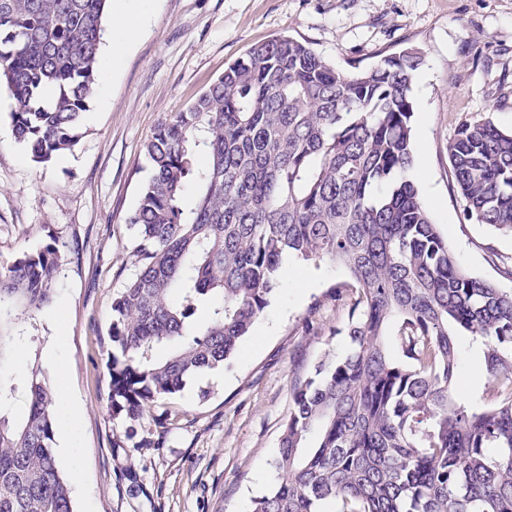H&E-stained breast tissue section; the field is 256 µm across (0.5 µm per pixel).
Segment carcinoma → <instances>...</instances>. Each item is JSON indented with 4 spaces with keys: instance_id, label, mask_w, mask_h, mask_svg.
Instances as JSON below:
<instances>
[{
    "instance_id": "carcinoma-1",
    "label": "carcinoma",
    "mask_w": 512,
    "mask_h": 512,
    "mask_svg": "<svg viewBox=\"0 0 512 512\" xmlns=\"http://www.w3.org/2000/svg\"><path fill=\"white\" fill-rule=\"evenodd\" d=\"M108 0H0V82L15 140L46 163L75 145L98 84ZM414 48L336 69L280 37L247 49L144 145L151 175L127 218L137 267L112 301V418L224 366L270 303L282 262L343 265L350 350L293 387L252 512H512V291L460 265L410 173ZM448 158L467 217L512 234V132L463 122ZM193 205L182 199L186 184ZM67 253L0 268V365L18 309L48 302ZM207 306L202 322L196 314ZM484 346L482 404L453 397L457 336ZM29 408L0 412V512H73L41 367Z\"/></svg>"
}]
</instances>
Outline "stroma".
Instances as JSON below:
<instances>
[{
	"instance_id": "35a3bbf8",
	"label": "stroma",
	"mask_w": 512,
	"mask_h": 512,
	"mask_svg": "<svg viewBox=\"0 0 512 512\" xmlns=\"http://www.w3.org/2000/svg\"><path fill=\"white\" fill-rule=\"evenodd\" d=\"M143 34L113 54L116 30L102 19L98 91L78 143L49 163L15 141V107L0 84V266L49 243L68 262L50 302L19 312L23 340L4 370L17 387L5 412L28 409L27 374L44 366L82 416L56 437L60 472L74 512H251L277 483L274 460L296 381L313 377L325 355L343 356L347 306L332 286L349 283L341 265L298 261L229 365L202 372L132 426L110 409L112 299L136 267L127 218L150 171L143 146L254 44L287 36L337 69L366 68L408 48L415 74L411 177L431 221L461 265L512 289V236L468 220L455 187L448 142L468 119L512 131V0H141ZM313 327H306L305 317ZM480 343L459 339V401L484 388L472 368Z\"/></svg>"
}]
</instances>
